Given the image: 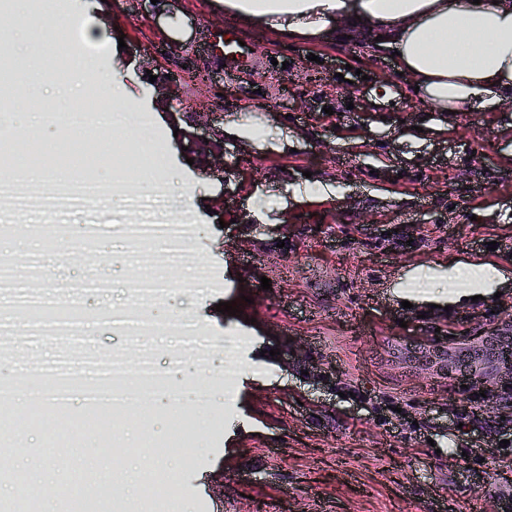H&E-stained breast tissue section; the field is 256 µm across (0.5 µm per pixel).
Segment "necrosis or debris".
<instances>
[{
	"label": "necrosis or debris",
	"instance_id": "1",
	"mask_svg": "<svg viewBox=\"0 0 512 512\" xmlns=\"http://www.w3.org/2000/svg\"><path fill=\"white\" fill-rule=\"evenodd\" d=\"M39 124L94 134L123 130L151 132L152 113L131 107L41 109ZM97 164L61 157L58 164L21 160L0 178V238L15 233L42 235L44 229L76 223L72 253L90 256L83 272L55 290L37 291L36 261L27 255L0 257V356L15 363V376L0 383V454L26 450V436L53 419L56 432L42 442L52 455L72 445L112 448V422L121 416L146 424L150 408L165 399L183 418L187 398L212 402L215 389L232 388L238 340L224 342L226 358L214 368V342L205 328L182 316L159 323L152 306L172 288L201 291L218 287L216 271L196 254L197 226L191 210L172 196L165 178L154 176L148 190L125 193L126 216L112 218V185ZM112 235L125 245L132 270L131 303L108 311L101 300L112 288L101 275L100 240ZM112 328L125 337L122 350L97 343L93 332ZM192 359L208 372L206 383L186 391L171 382L170 367ZM64 512H112V499L75 463L68 472Z\"/></svg>",
	"mask_w": 512,
	"mask_h": 512
}]
</instances>
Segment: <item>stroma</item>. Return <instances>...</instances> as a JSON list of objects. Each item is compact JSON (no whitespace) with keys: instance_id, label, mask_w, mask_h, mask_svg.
Instances as JSON below:
<instances>
[{"instance_id":"35a3bbf8","label":"stroma","mask_w":512,"mask_h":512,"mask_svg":"<svg viewBox=\"0 0 512 512\" xmlns=\"http://www.w3.org/2000/svg\"><path fill=\"white\" fill-rule=\"evenodd\" d=\"M18 22L51 46L76 105L111 103L106 78L123 75L125 105L155 127L147 140L112 132L126 150L100 175L164 162L191 202L198 254L223 281L172 289L156 310L240 341L234 398L216 391L196 412L194 454L161 460L177 512H512V447L499 445L512 386L492 379L490 361L476 383L435 357L512 336V280L477 302L464 293L476 269L512 270V94L436 112L390 49L291 37L224 0H29ZM97 26L107 39L87 37ZM229 26L247 64L226 65L216 48ZM153 74L169 76L170 94ZM233 123L259 134L227 138ZM192 130L223 141V164H189ZM102 245L119 308L129 271L111 239ZM228 301L237 315L217 312ZM283 339L325 380L271 357ZM49 433L0 465L28 481L73 458L98 468L93 448L46 455Z\"/></svg>"}]
</instances>
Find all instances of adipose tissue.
<instances>
[{
	"mask_svg": "<svg viewBox=\"0 0 512 512\" xmlns=\"http://www.w3.org/2000/svg\"><path fill=\"white\" fill-rule=\"evenodd\" d=\"M289 35L380 38L437 111L498 104L512 90V0H224Z\"/></svg>",
	"mask_w": 512,
	"mask_h": 512,
	"instance_id": "ef3b65f1",
	"label": "adipose tissue"
}]
</instances>
